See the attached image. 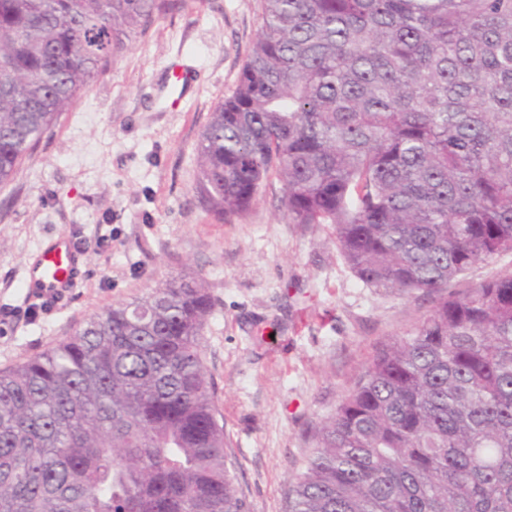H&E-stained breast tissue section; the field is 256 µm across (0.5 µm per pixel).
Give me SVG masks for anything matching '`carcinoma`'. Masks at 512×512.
Masks as SVG:
<instances>
[{
  "label": "carcinoma",
  "mask_w": 512,
  "mask_h": 512,
  "mask_svg": "<svg viewBox=\"0 0 512 512\" xmlns=\"http://www.w3.org/2000/svg\"><path fill=\"white\" fill-rule=\"evenodd\" d=\"M176 0H0V183ZM230 223L270 174L367 286L433 301L319 432L289 512H512V0H262L198 145ZM173 278L0 371V512H249ZM507 273H512V253L497 257L488 263L477 265L463 278L454 282L448 290L473 288L487 278Z\"/></svg>",
  "instance_id": "1"
}]
</instances>
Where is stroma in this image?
I'll use <instances>...</instances> for the list:
<instances>
[{"label":"stroma","instance_id":"obj_1","mask_svg":"<svg viewBox=\"0 0 512 512\" xmlns=\"http://www.w3.org/2000/svg\"><path fill=\"white\" fill-rule=\"evenodd\" d=\"M261 13L262 0H180L0 183V305L22 303L28 265L57 234L81 242L84 271L51 312L0 332V370L170 278L203 279L213 307L201 348L236 487L250 512H288L323 422L432 300L362 283L330 225L288 222L277 178L230 224L201 202L198 143L237 84ZM177 66L189 81L172 108L162 90Z\"/></svg>","mask_w":512,"mask_h":512}]
</instances>
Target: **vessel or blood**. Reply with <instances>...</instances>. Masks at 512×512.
I'll return each instance as SVG.
<instances>
[{"mask_svg":"<svg viewBox=\"0 0 512 512\" xmlns=\"http://www.w3.org/2000/svg\"><path fill=\"white\" fill-rule=\"evenodd\" d=\"M80 253L68 234H58L38 254L21 285L28 301L67 295L80 276Z\"/></svg>","mask_w":512,"mask_h":512,"instance_id":"obj_1","label":"vessel or blood"}]
</instances>
